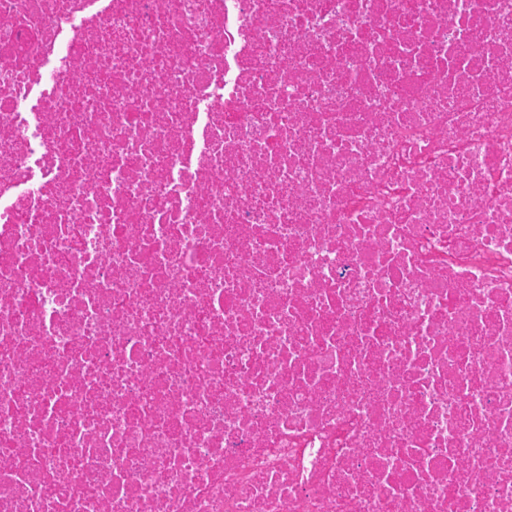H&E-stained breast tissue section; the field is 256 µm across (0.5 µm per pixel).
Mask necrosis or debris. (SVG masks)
<instances>
[{"label":"necrosis or debris","mask_w":512,"mask_h":512,"mask_svg":"<svg viewBox=\"0 0 512 512\" xmlns=\"http://www.w3.org/2000/svg\"><path fill=\"white\" fill-rule=\"evenodd\" d=\"M0 512H512V0H0Z\"/></svg>","instance_id":"obj_1"}]
</instances>
